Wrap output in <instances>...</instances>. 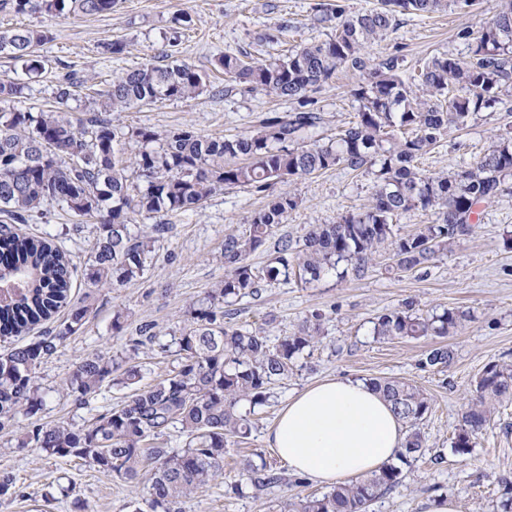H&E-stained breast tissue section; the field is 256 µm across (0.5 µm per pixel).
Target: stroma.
Segmentation results:
<instances>
[{"instance_id":"stroma-1","label":"stroma","mask_w":512,"mask_h":512,"mask_svg":"<svg viewBox=\"0 0 512 512\" xmlns=\"http://www.w3.org/2000/svg\"><path fill=\"white\" fill-rule=\"evenodd\" d=\"M329 2L117 0L111 12L97 15L0 12V31L23 26L45 35L37 48L45 71L13 104L34 111L54 107L55 86L68 74L104 90L122 72L148 64L185 61L209 73L215 58L224 53L245 50L259 58H276L295 46L329 36V28L319 21ZM498 4L499 0H474L466 13L450 7L430 16H403L393 31L366 48L367 63L372 66L395 56L410 71L441 54L467 58L466 32L479 30L497 12ZM283 18L288 28L277 41L257 45L255 34L275 28ZM113 41L123 43L122 54L106 52V44ZM363 80V73L344 68L322 87L317 98L328 132L354 119L358 103L352 91ZM291 108L287 101L260 93L225 91L218 80L196 98L115 112L111 119L124 128H190L204 136L224 137L248 132L268 113ZM509 130L510 111L480 117L444 135L418 165L429 174L467 169ZM373 182L368 171L339 166L275 184L266 193L224 189L198 209L164 216L166 232L151 264L140 278L116 287L94 284L86 277L85 262L95 243L93 218L74 217L54 205L43 206L29 217L22 231L50 235L69 255L75 266L71 300H90L93 309L83 326L41 364L43 409L33 417L18 415L13 426L0 430V480L7 478L13 484L10 494L0 497V512H128L130 502H146L150 470L140 471L130 482L98 472L77 458L16 448V434L35 423L83 424L94 411L126 400L129 389L111 384L103 388L94 409L79 408L65 381L86 354L120 353L142 326L162 335L185 326L190 303L226 273L219 260L225 235L245 232L250 216L272 196L289 193L301 204L274 237L249 256V264L258 271L273 255L280 236L301 237L309 225L332 224L366 206ZM408 303L419 314L448 308L465 312L467 319L450 336L374 341L375 318ZM117 311L124 314L118 332L112 329ZM314 312L322 315L321 336L299 355L287 379L271 384V397L253 416L249 437L228 440L222 482L183 499L181 512H281L283 501L316 494V486L306 482L292 481L261 493L250 490L242 496L232 487L240 478L242 460L252 454H261L274 470L286 471V464L265 441L267 429L292 394L335 375L366 381L405 380L431 399V410L420 424L423 457L404 467L401 486L377 499L370 512H426L429 501L438 496L453 499L458 512H501V500L512 496V400L497 404L489 423L475 436L470 454H454L451 445L484 368L492 362L512 364V177L505 179L494 201L477 207L470 232L428 268L400 271L393 247L387 243L375 253L363 276L342 278L331 270L310 285L293 278L272 283L260 296L237 301L226 322L260 331L277 342ZM438 346L452 351L451 363L441 369L424 366L427 351ZM438 455L443 463H435Z\"/></svg>"}]
</instances>
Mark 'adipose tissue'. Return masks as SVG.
<instances>
[{
    "label": "adipose tissue",
    "mask_w": 512,
    "mask_h": 512,
    "mask_svg": "<svg viewBox=\"0 0 512 512\" xmlns=\"http://www.w3.org/2000/svg\"><path fill=\"white\" fill-rule=\"evenodd\" d=\"M401 421L365 381L329 377L289 398L267 441L291 474L321 486L363 478L395 460Z\"/></svg>",
    "instance_id": "adipose-tissue-1"
}]
</instances>
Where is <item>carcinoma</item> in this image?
Segmentation results:
<instances>
[{
  "label": "carcinoma",
  "mask_w": 512,
  "mask_h": 512,
  "mask_svg": "<svg viewBox=\"0 0 512 512\" xmlns=\"http://www.w3.org/2000/svg\"><path fill=\"white\" fill-rule=\"evenodd\" d=\"M116 0H0V10L21 15H93L112 10ZM453 5L467 12L472 0H380V7L350 15L336 3L323 17L336 21L323 41H312L274 61L225 53L214 67L224 71L227 89L239 86L293 104L291 112H273L253 130L231 137H208L189 128L162 133L149 127L129 131L97 115L73 121L63 109L80 80L58 82L55 109L31 112L0 109V213L18 223L44 204L76 216L96 218L95 249L87 276L95 284L124 285L143 275L165 225L153 234L134 230L135 218L161 217L194 209L224 187L265 193L279 182L307 177L334 166L350 170L377 167L371 201L334 224H311L299 240L284 239L260 272L247 263L275 228L297 208L299 198L279 194L250 216L248 230L224 238L221 260L227 273L205 296L190 305V324L165 341L150 328L130 340L124 352H94L83 357L66 386L74 403L92 409L110 383L133 388L122 404L106 409L90 424H36L16 438L15 447L40 449L48 456L75 457L97 471L133 480L151 467L150 512H179L180 500L209 486L224 471L228 437L251 433L250 416L266 405L269 386L293 373L295 359L320 330L314 312L298 331L271 345L256 330L224 322L226 308L260 288L295 275L310 284L330 269L360 275L377 248L394 244L400 270L419 269L448 251L468 233L476 208L497 197L512 176V136L484 152L468 169L433 176L418 160L447 132L463 129L477 116L512 96V0L476 33L468 32L471 60L434 56L418 73L402 75L398 58L370 69L353 90L359 103L355 120L335 136L324 134V118L313 86H322L342 68L364 71L366 45L383 39L404 15H429ZM43 35L19 28L0 33V55L21 63L28 78L42 62L36 46ZM26 83L0 79V103L23 94ZM206 88L205 77L187 62L144 65L128 70L91 99L97 113L166 100L192 99ZM135 152L125 159L127 144ZM430 211L435 220L415 235L394 238L393 218L410 211ZM69 260L42 236L19 235L0 225V335L18 336L60 309H68L55 334L0 354V429L22 413L34 416L44 404L37 370L68 336L85 323L90 306L74 305ZM462 315L446 309L425 316L407 304L377 317L376 341L449 336ZM156 345L174 357L175 367L162 380L140 388L141 348ZM451 351L430 349L422 364L446 367ZM407 427L399 462L423 455L419 424L431 410L430 398L403 380L370 381ZM477 397L462 418L452 451L467 455L472 439L491 419L494 402L512 398V367L493 363L476 380ZM172 428L185 436L182 448L158 440ZM402 469L386 464L378 472L320 496L285 503L283 512H368L377 498L402 484ZM257 491L288 484L266 461H245L241 484Z\"/></svg>",
  "instance_id": "obj_1"
}]
</instances>
